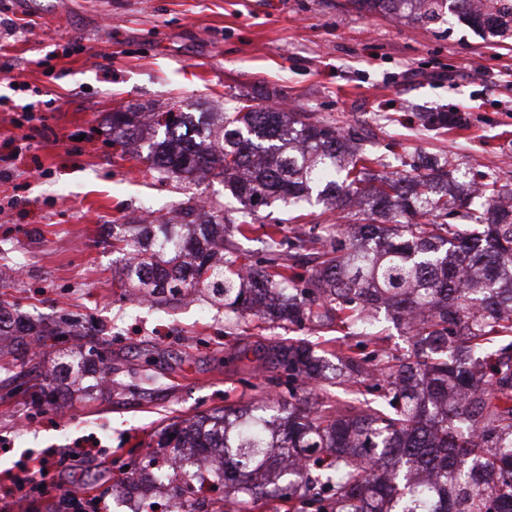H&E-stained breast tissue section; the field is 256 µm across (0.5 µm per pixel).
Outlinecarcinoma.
Here are the masks:
<instances>
[{
    "mask_svg": "<svg viewBox=\"0 0 512 512\" xmlns=\"http://www.w3.org/2000/svg\"><path fill=\"white\" fill-rule=\"evenodd\" d=\"M362 12L426 22L447 0H351ZM458 20L493 36L512 32V0H453ZM164 136L134 159L180 189L220 178L241 208L246 236L260 212L312 195L347 212L346 224L288 229L262 224L264 254L250 264L224 247V209L194 195L176 224H121L113 251L126 256L120 287L159 303L205 292L224 318L252 315L334 323L336 354L290 339L263 346L265 382L288 387V404L253 403L182 421L159 448L224 449V486L234 497L213 512H253L288 496L292 512H512V189L475 194L466 175L448 181V161H416L406 172H373L364 133L336 129L306 112L271 109L250 92L233 95L218 123L154 112ZM442 129L460 117L429 112ZM141 132L139 113H112V142ZM479 200L481 213L468 208ZM317 244L307 281L295 254ZM409 335L391 350L379 313ZM78 377L103 380L112 367L93 353ZM349 390L331 403L313 398ZM63 385L34 400L56 404Z\"/></svg>",
    "mask_w": 512,
    "mask_h": 512,
    "instance_id": "obj_1",
    "label": "carcinoma"
}]
</instances>
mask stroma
I'll use <instances>...</instances> for the list:
<instances>
[{
	"mask_svg": "<svg viewBox=\"0 0 512 512\" xmlns=\"http://www.w3.org/2000/svg\"><path fill=\"white\" fill-rule=\"evenodd\" d=\"M239 91L362 128L379 173L431 154L512 184V38L452 13L412 24L349 0H0V265L23 267L0 303L65 330L28 353V378L0 377V448L10 449L0 465L84 450L82 466L60 474L67 488L135 512L139 496L122 488L156 456L161 430L260 396L254 348L334 338L327 326L256 318L230 335L205 298L136 304L116 284L113 225L143 209L166 215L180 196L122 159L113 113L175 102L214 112ZM455 111L465 127L418 118ZM93 346L111 356L119 390L37 406L29 379H59L62 358Z\"/></svg>",
	"mask_w": 512,
	"mask_h": 512,
	"instance_id": "1",
	"label": "stroma"
}]
</instances>
